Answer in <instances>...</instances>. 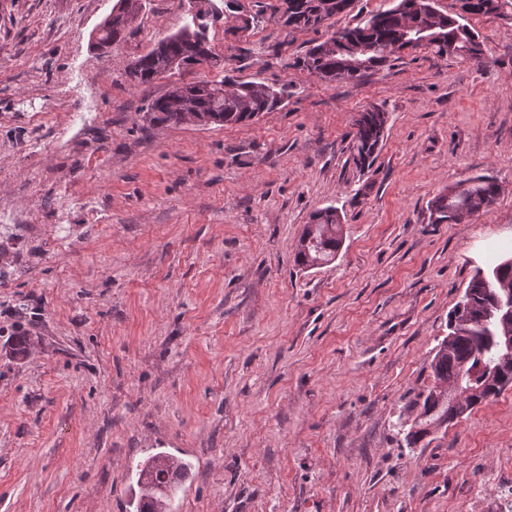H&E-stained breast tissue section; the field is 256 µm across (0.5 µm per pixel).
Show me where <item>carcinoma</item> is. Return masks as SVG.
<instances>
[{"label": "carcinoma", "mask_w": 512, "mask_h": 512, "mask_svg": "<svg viewBox=\"0 0 512 512\" xmlns=\"http://www.w3.org/2000/svg\"><path fill=\"white\" fill-rule=\"evenodd\" d=\"M112 12L99 26L94 46L103 49L121 38L136 20L135 0ZM294 12L283 11L284 25L293 29H316L332 16L344 12L352 0H295ZM429 0H399L393 8L378 11L364 23L343 30L344 36L362 47L328 46L323 41L311 46L304 67L330 82L352 81L368 71L379 70L405 50L404 24L432 28L436 36L421 44L437 56L455 54L478 60L482 55L478 35L466 24L429 10ZM197 22L158 42L162 50L152 49L135 59L137 83L150 84L169 65L200 63L212 54L206 32L209 23L220 17L214 0H197ZM461 10L468 15L512 12V0H467ZM288 99V85L269 86L224 76L220 79L187 84L182 95L167 92L153 99L145 113L151 123L180 125L184 122V103L210 119L212 125L245 123L262 112H270ZM354 124L353 160L364 167L373 161L385 137L384 121L378 112L363 110ZM500 192L492 178L474 177L459 183L447 194L431 202L435 224H460L471 215L490 207ZM343 243L341 219L328 207L312 213L310 223L295 249L294 261L315 268L336 258ZM512 294V255H504L487 271L479 268L466 287L463 300L449 314V334L435 349L430 367L434 385L419 395L416 416L409 422L405 441L418 444L433 431L462 418L474 407L498 396L512 385V348L507 340L512 320L505 318V294ZM187 465L159 454L136 465L139 496L136 512H171L175 477Z\"/></svg>", "instance_id": "obj_1"}]
</instances>
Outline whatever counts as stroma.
Segmentation results:
<instances>
[{
  "label": "stroma",
  "instance_id": "obj_1",
  "mask_svg": "<svg viewBox=\"0 0 512 512\" xmlns=\"http://www.w3.org/2000/svg\"><path fill=\"white\" fill-rule=\"evenodd\" d=\"M271 2L210 27L217 66L138 85L128 67L190 0H146L102 54L117 0H0V512H135L133 468L159 453L189 465L173 512H512V387L416 447L399 433L449 311L512 252V15L467 16L482 61L417 49L327 82L307 49L397 0L316 30ZM225 75L288 99L247 123L145 121L173 86ZM369 107L388 123L362 169ZM480 175L501 186L489 209L430 223ZM330 206L341 250L300 268ZM378 112H368L365 109L358 114L360 118L356 121L352 133L353 160L361 167L368 166L374 158L380 144L385 137L384 121L381 119L380 108ZM295 249L294 261L305 268H315L336 258L343 238L341 219L335 208L328 207L312 213Z\"/></svg>",
  "mask_w": 512,
  "mask_h": 512
}]
</instances>
